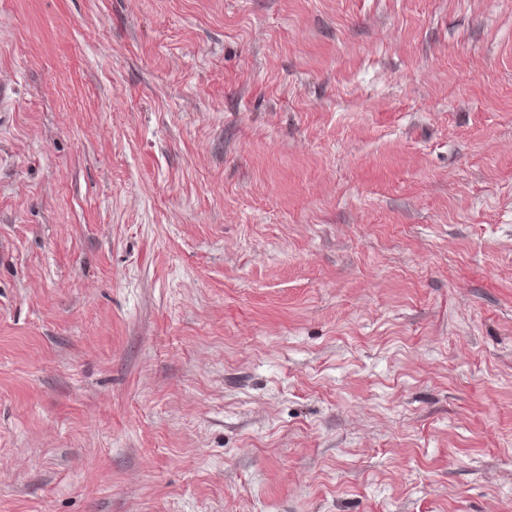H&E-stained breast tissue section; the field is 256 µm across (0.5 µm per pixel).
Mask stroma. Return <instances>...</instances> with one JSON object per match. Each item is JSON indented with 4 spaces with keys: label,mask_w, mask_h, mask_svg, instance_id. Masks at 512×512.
<instances>
[{
    "label": "stroma",
    "mask_w": 512,
    "mask_h": 512,
    "mask_svg": "<svg viewBox=\"0 0 512 512\" xmlns=\"http://www.w3.org/2000/svg\"><path fill=\"white\" fill-rule=\"evenodd\" d=\"M0 512H512V0H0Z\"/></svg>",
    "instance_id": "1"
}]
</instances>
